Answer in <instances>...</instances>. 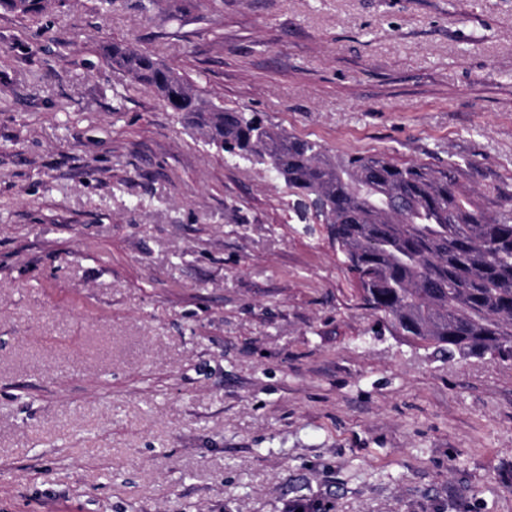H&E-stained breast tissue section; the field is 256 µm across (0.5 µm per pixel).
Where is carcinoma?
I'll return each mask as SVG.
<instances>
[{
  "label": "carcinoma",
  "instance_id": "1",
  "mask_svg": "<svg viewBox=\"0 0 512 512\" xmlns=\"http://www.w3.org/2000/svg\"><path fill=\"white\" fill-rule=\"evenodd\" d=\"M168 2L177 16L192 0ZM51 0H0V9L44 13ZM107 63L164 101L205 145L267 166L319 205L348 270L363 278L362 305L397 332L456 356L512 361V202L496 214L459 183L460 164H397L384 153L330 154L319 142L228 109L152 54L113 42Z\"/></svg>",
  "mask_w": 512,
  "mask_h": 512
}]
</instances>
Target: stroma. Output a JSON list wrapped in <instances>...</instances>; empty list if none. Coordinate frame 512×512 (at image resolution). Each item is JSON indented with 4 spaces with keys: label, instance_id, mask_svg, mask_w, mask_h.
I'll return each instance as SVG.
<instances>
[{
    "label": "stroma",
    "instance_id": "stroma-1",
    "mask_svg": "<svg viewBox=\"0 0 512 512\" xmlns=\"http://www.w3.org/2000/svg\"><path fill=\"white\" fill-rule=\"evenodd\" d=\"M512 195V0L0 10V512H512V361L361 308L307 199L107 67Z\"/></svg>",
    "mask_w": 512,
    "mask_h": 512
}]
</instances>
